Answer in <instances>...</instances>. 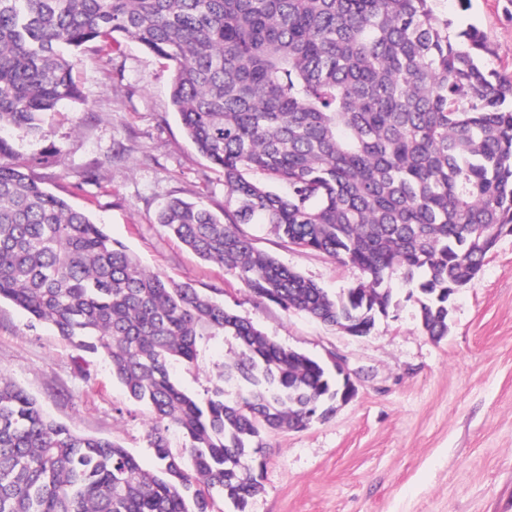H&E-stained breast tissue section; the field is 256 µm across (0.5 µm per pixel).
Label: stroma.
<instances>
[{
	"instance_id": "1",
	"label": "stroma",
	"mask_w": 512,
	"mask_h": 512,
	"mask_svg": "<svg viewBox=\"0 0 512 512\" xmlns=\"http://www.w3.org/2000/svg\"><path fill=\"white\" fill-rule=\"evenodd\" d=\"M432 7L482 31L489 68L512 77V0H470L466 8L433 0ZM172 69L131 40L112 55L88 44L73 69L82 99L46 114L43 136L14 128L6 137L36 181L104 224L143 267L203 291L223 289L226 305L284 347L340 360L351 372L357 394L331 419L269 434L264 490L247 512H512V236L456 294L439 342L423 333L397 277L398 307L363 337L255 300L156 223L175 197L224 207L223 172L197 152L172 106ZM242 230L329 293L361 277L357 267L289 245L266 225ZM236 350L232 338L203 339L195 365L175 366L172 376L203 393ZM0 371L55 420L151 465V415L113 380L108 361L82 362L51 325L7 301L0 303Z\"/></svg>"
}]
</instances>
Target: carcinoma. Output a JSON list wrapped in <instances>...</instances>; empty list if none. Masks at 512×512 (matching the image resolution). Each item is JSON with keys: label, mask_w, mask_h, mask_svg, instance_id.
I'll use <instances>...</instances> for the list:
<instances>
[{"label": "carcinoma", "mask_w": 512, "mask_h": 512, "mask_svg": "<svg viewBox=\"0 0 512 512\" xmlns=\"http://www.w3.org/2000/svg\"><path fill=\"white\" fill-rule=\"evenodd\" d=\"M432 0H0V130L43 135L81 93L80 49L137 42L172 62L171 103L224 174V209L168 202L157 224L262 302L368 336L411 285L422 330L448 335L455 292L512 233V80L473 27ZM0 136V301L91 355L149 407L155 465L46 416L0 373V512H234L264 491L265 436L336 409V372L188 283L142 268L54 195ZM243 224L360 269L333 296L259 250ZM239 351L192 395L170 376L204 336ZM236 385L228 398L224 385ZM179 433L183 448H170Z\"/></svg>", "instance_id": "1"}]
</instances>
